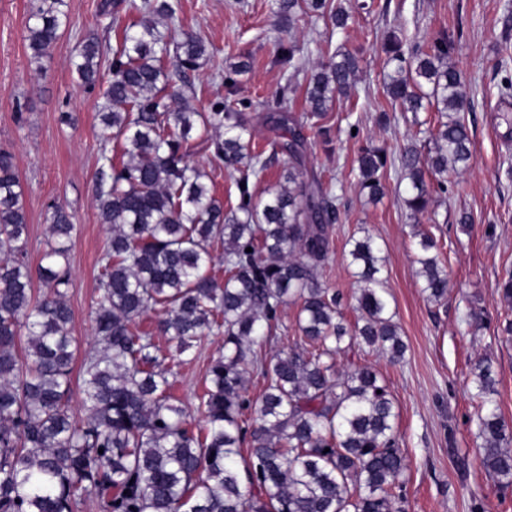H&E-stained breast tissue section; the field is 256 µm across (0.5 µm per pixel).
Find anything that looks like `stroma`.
Returning <instances> with one entry per match:
<instances>
[{
    "label": "stroma",
    "instance_id": "stroma-1",
    "mask_svg": "<svg viewBox=\"0 0 512 512\" xmlns=\"http://www.w3.org/2000/svg\"><path fill=\"white\" fill-rule=\"evenodd\" d=\"M371 15L359 16L344 31L327 36L324 20L297 14L291 28L280 31L272 0H180L178 25L200 34L209 54L189 79L195 89L189 103L201 112L224 100V73L246 59L247 72L237 77V93L253 106L244 118L254 129V143L268 149L277 137L266 115L288 71L272 59L278 37L300 48L303 76L288 95L296 116L307 110L304 78L337 49L356 52L364 70L350 96L331 107L321 123L332 130V143L309 137L305 167L309 176L332 186L338 219L331 237L333 253L322 271L327 285L344 294L347 320H354L356 287L345 243L366 230L384 248L382 271L390 307L407 345L401 363L367 351L361 358L382 374L399 414L400 444L407 456V512H470L478 500L482 512H512V487L498 488L480 465L483 439L472 420L471 371L491 359L496 401L512 422V339L498 336L496 325L512 319V306L495 293L498 280L512 271V142L499 119L500 90L512 81V41L502 39L506 0H375ZM104 0H68V22L43 63L31 60L25 39L30 0H0V149L8 151L23 187L29 224L28 260L38 265L48 240L49 207L63 204L76 230L69 253L72 283L67 303L73 313L77 342L72 383L80 385L83 360L100 344L93 333L92 310L99 296L101 254L110 236L100 218L95 183L100 146L105 139L98 114L101 90L77 86L72 62L86 36L103 45L115 42L112 16ZM422 44L446 34L455 41L452 61L461 71L467 98L465 118L476 162L463 174H449L447 191H433L432 214L412 221L400 201L404 189L395 169H388L385 196L368 201L358 186L356 156L361 144L385 145L391 154L420 137L419 121L435 123L434 112L401 111L382 86L383 44L391 32ZM191 161L202 165L214 182L225 209L237 204V191L204 143H196ZM468 229H461V215ZM433 235L448 260V297L439 304L421 292L414 261L413 230ZM480 314L476 326L472 314ZM223 344L206 337L185 353L174 395L192 423L199 409L206 367Z\"/></svg>",
    "mask_w": 512,
    "mask_h": 512
}]
</instances>
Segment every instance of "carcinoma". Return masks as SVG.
Segmentation results:
<instances>
[{"label":"carcinoma","mask_w":512,"mask_h":512,"mask_svg":"<svg viewBox=\"0 0 512 512\" xmlns=\"http://www.w3.org/2000/svg\"><path fill=\"white\" fill-rule=\"evenodd\" d=\"M272 7L282 19L303 9L334 29L352 19L331 0H273ZM122 9L138 19L115 45L105 49L89 37L74 61L92 90L100 60L111 55L100 120L121 144L118 162L109 140L100 147L96 194L110 237L92 314L103 349L83 363L80 420L68 405L76 347L65 300L75 225L65 206L52 204L54 243L30 267L22 185L12 155L0 150V512H73L91 495L106 512H405L407 463L391 395L373 366L339 362L366 348L393 362L404 357L380 277V246L368 234L348 240L358 288L350 324L342 293L318 275L333 253L337 205L319 182L305 180L303 123L286 113L269 117L281 134L264 156L243 118L250 100L210 112L187 104V74L208 50L193 31L159 28L160 18L178 20V0H114L112 22ZM66 20V0H34L26 39L36 61ZM453 50L446 34L425 49L406 47L393 34L385 47L383 84L392 102L405 112L430 106L438 113L423 147L411 144L396 157L407 181L402 202L416 219L428 211L431 181L444 192L448 172L474 161ZM334 58L306 80L312 118L349 95L363 72L350 51ZM167 59L183 84L174 93ZM194 132L205 135L238 190L228 212L208 173L189 160ZM278 158V182L257 194L256 183ZM390 163L385 147H359V184L368 198L384 194ZM412 235L421 292L440 302L448 295L446 265L430 235ZM217 240L224 244L221 282L208 272ZM35 278L47 288L38 299ZM291 305L294 345L259 355L256 347L277 333ZM151 312L152 333L140 326ZM216 330L224 333L223 352L206 370L196 432L174 404L172 371L155 355L154 335L170 337L183 352ZM255 380L263 392L253 399ZM472 383L481 465L500 487H511L512 424L492 398L489 360L476 365Z\"/></svg>","instance_id":"cac0c4a2"}]
</instances>
